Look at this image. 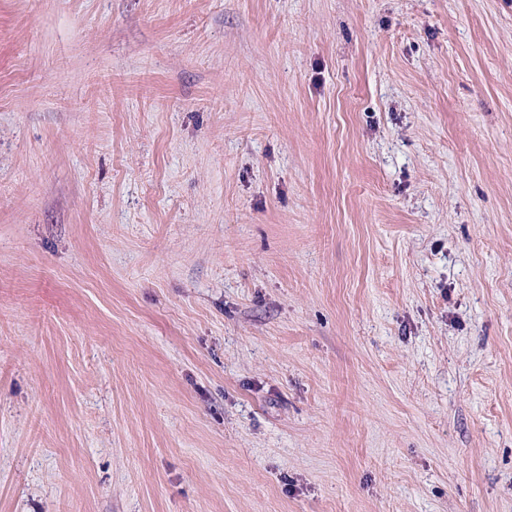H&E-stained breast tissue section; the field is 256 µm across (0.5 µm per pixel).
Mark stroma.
<instances>
[{
	"label": "stroma",
	"mask_w": 512,
	"mask_h": 512,
	"mask_svg": "<svg viewBox=\"0 0 512 512\" xmlns=\"http://www.w3.org/2000/svg\"><path fill=\"white\" fill-rule=\"evenodd\" d=\"M0 512H512V0H0Z\"/></svg>",
	"instance_id": "stroma-1"
}]
</instances>
